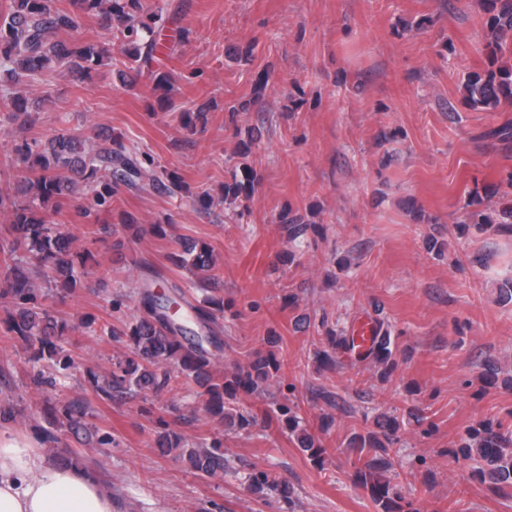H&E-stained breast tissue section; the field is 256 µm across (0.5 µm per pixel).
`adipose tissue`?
<instances>
[{
	"label": "adipose tissue",
	"instance_id": "adipose-tissue-1",
	"mask_svg": "<svg viewBox=\"0 0 512 512\" xmlns=\"http://www.w3.org/2000/svg\"><path fill=\"white\" fill-rule=\"evenodd\" d=\"M0 512H112L95 474L50 457L40 442L0 435Z\"/></svg>",
	"mask_w": 512,
	"mask_h": 512
}]
</instances>
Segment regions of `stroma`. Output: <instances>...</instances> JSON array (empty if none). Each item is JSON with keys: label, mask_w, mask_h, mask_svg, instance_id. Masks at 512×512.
Returning <instances> with one entry per match:
<instances>
[{"label": "stroma", "mask_w": 512, "mask_h": 512, "mask_svg": "<svg viewBox=\"0 0 512 512\" xmlns=\"http://www.w3.org/2000/svg\"><path fill=\"white\" fill-rule=\"evenodd\" d=\"M161 13L163 56L128 64L98 17L83 21L84 42L110 58L90 80L65 66L16 85L0 76V96L23 95L32 123L0 112V196L21 202L26 171L14 148L66 130L95 148L120 134L128 154L151 155L155 172H177L187 192L169 194L140 179L120 186L114 214H131L141 232L118 228L121 248L93 237L75 210L91 191L78 182L68 209L53 216L76 249L94 256L73 291L51 300L70 331L75 367L35 384L46 368L39 345L7 330L9 298L0 297V432L58 439L59 457L78 453L112 493L114 512H376L355 485L344 443L354 427L397 415L392 454L420 512H512V490L470 481L472 464L457 441L478 422L512 417V229L469 227L468 211L493 214L512 200V103L475 109L464 97L469 74L490 68L481 0H144ZM171 76L159 107L148 75ZM209 102L196 132L180 114ZM251 168L248 196L225 198L226 185ZM211 198L201 207L199 197ZM308 231L288 243L283 210ZM162 224L165 234L152 232ZM204 241L231 314L215 331L213 356L224 372L255 353L275 354L281 369L267 391L242 400L253 416L228 427L203 410L199 386L101 400L85 371L107 375L132 358L129 340L104 325L136 314L142 280L159 273L185 304L204 294L194 270L170 264L176 238ZM130 299L114 311L109 293ZM363 320L384 321L398 337L395 369L340 357L317 361L328 334ZM499 372L484 386L487 369ZM291 394L308 429L322 415L334 424L328 454L315 466L274 409ZM85 404L74 427L58 425L73 398ZM434 423L424 433L419 416ZM198 443L220 437L232 462L222 478L196 472L179 452H161L160 426ZM109 444L91 449L80 434ZM264 470L290 487L254 493L249 472Z\"/></svg>", "instance_id": "35a3bbf8"}]
</instances>
